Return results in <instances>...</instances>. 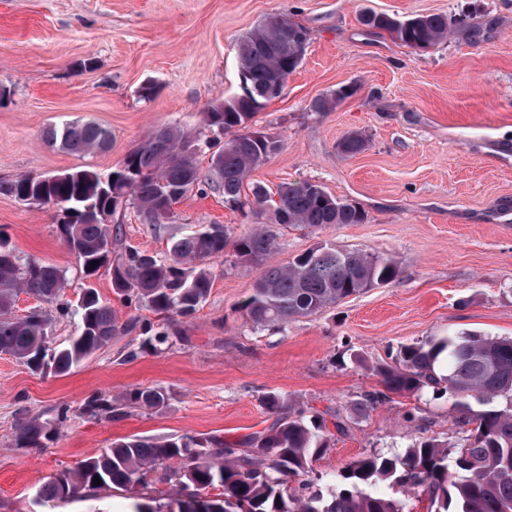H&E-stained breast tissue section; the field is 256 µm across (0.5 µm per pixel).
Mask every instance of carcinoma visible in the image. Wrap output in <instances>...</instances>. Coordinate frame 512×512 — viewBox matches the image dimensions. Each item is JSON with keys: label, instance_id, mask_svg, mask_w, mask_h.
Listing matches in <instances>:
<instances>
[{"label": "carcinoma", "instance_id": "carcinoma-1", "mask_svg": "<svg viewBox=\"0 0 512 512\" xmlns=\"http://www.w3.org/2000/svg\"><path fill=\"white\" fill-rule=\"evenodd\" d=\"M360 22L373 33L385 32L405 46L427 51L448 37H473L466 14H417L400 20L386 12H366ZM308 29L284 15H272L237 44L239 83L248 96L212 105L205 124L213 137L197 141L173 126L155 130L122 165L106 176L78 169L45 179L24 175L8 186L20 201L56 207L58 229L80 264L84 278L103 267L112 272V286L123 300L163 319L157 324L132 318L126 332L140 331L143 346L154 351L169 343L172 319L193 316L207 300L212 286L210 263L224 257L232 246L243 261H261L277 249L279 230H321L331 224H362L361 208L342 202L312 181L279 187L276 195L260 184L243 188L249 174L275 155L280 141L256 129L252 118L267 102L283 93L285 82L301 64ZM357 88L348 85L315 98L312 112H331ZM48 142L75 154L107 150L111 130L93 120H76L47 131ZM366 139L350 133L340 149L347 155L363 151ZM210 153L209 169L198 165ZM211 190L224 195L232 209L246 206L269 223L256 224L239 234L224 224H201L174 239L168 254H148L132 246L118 247L112 238V216L132 202L145 222L170 224L174 203L192 193ZM99 261L93 266L91 262ZM396 261L356 249H338L321 243L296 256L285 266H271L258 279L241 310L255 326L287 325L309 317L367 288L385 286L399 276ZM64 271L11 250H0V353L10 355L34 371L38 354L52 331L53 314L75 316L78 334L66 345L52 349L50 368L69 373L117 335L112 309L102 304L93 287L80 293L83 304L65 299ZM25 292L43 307L23 317L13 314L18 294ZM392 394L432 390L447 400L449 410L476 424L475 433L448 444L418 440L401 456L373 453L352 461L330 476L325 487L305 493L290 483L311 471L312 462L329 447L332 433L322 414L290 411L288 398L266 396L264 403L277 414L275 422L257 433L245 448L211 436H131L112 443L98 456L82 461L43 483L42 502L61 501L115 487L131 490L146 486L151 475L174 482L162 495L164 502L134 501L130 512H413L411 500H397L375 490L387 484L423 488L427 512H512V338H493L475 331L432 337L401 348L398 361L380 371ZM126 401L154 409L165 405L163 387L136 388ZM487 406L474 411L471 401ZM83 412L112 417V399L101 393L89 396ZM18 444L38 450L50 433L39 416L25 417L15 428ZM102 484L93 485L94 477ZM218 494L213 495L211 491Z\"/></svg>", "mask_w": 512, "mask_h": 512}]
</instances>
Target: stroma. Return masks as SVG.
<instances>
[{"mask_svg": "<svg viewBox=\"0 0 512 512\" xmlns=\"http://www.w3.org/2000/svg\"><path fill=\"white\" fill-rule=\"evenodd\" d=\"M366 10L406 18L468 12L480 34L449 38L425 52L366 30ZM305 26L310 39L282 95L253 122L281 142L249 177L276 191L309 180L358 204L368 219L311 234L288 229L274 256L285 264L319 243L393 257L398 278L299 318L279 331L254 328L240 305L263 268L232 250L214 264L209 297L176 318L170 344L143 349L120 334L71 373L35 372L0 355V512H124L131 491L102 490L40 504L54 474L130 437L218 436L245 445L274 420L265 396L319 412L344 427L313 462V477L337 473L370 453H401L418 439L453 443L469 426L431 393L396 395L377 374L402 346L462 330L512 337V0H0V238L20 258L64 270L67 298L83 282L62 241L57 211L7 192L23 175L89 168L108 174L155 129L177 125L208 137L209 105L239 90L236 42L269 15ZM93 68H83V60ZM155 94L142 98L145 84ZM356 93L334 111L311 102L339 86ZM92 119L112 146L81 156L45 143L53 126ZM362 132L364 151L338 145ZM173 223L153 228L132 207L112 219L122 244L164 254L172 237L200 224L250 229V210L221 194L188 196ZM161 386L169 399L144 409L128 391ZM102 393L119 398L115 416L82 406ZM68 419L42 449L18 446L24 415Z\"/></svg>", "mask_w": 512, "mask_h": 512, "instance_id": "35a3bbf8", "label": "stroma"}]
</instances>
